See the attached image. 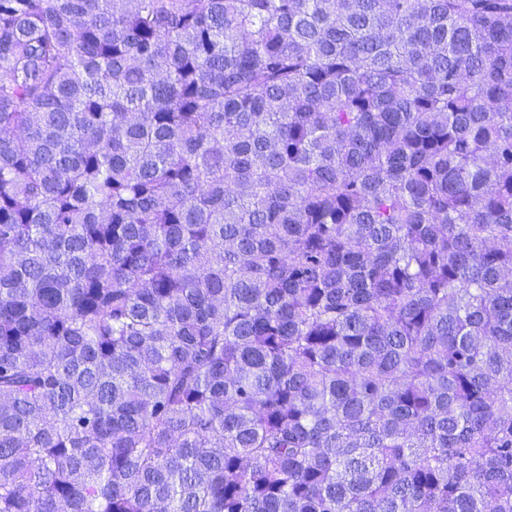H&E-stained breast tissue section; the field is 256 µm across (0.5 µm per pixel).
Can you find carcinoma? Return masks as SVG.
<instances>
[{
  "label": "carcinoma",
  "instance_id": "1",
  "mask_svg": "<svg viewBox=\"0 0 512 512\" xmlns=\"http://www.w3.org/2000/svg\"><path fill=\"white\" fill-rule=\"evenodd\" d=\"M0 512H512V0H0Z\"/></svg>",
  "mask_w": 512,
  "mask_h": 512
}]
</instances>
